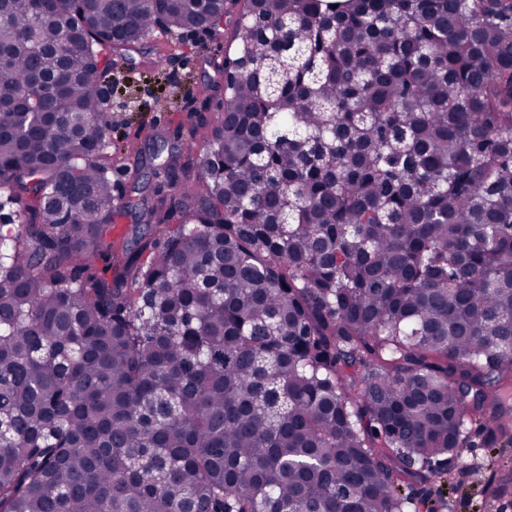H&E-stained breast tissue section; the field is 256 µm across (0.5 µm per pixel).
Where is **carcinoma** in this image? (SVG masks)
Instances as JSON below:
<instances>
[{
    "label": "carcinoma",
    "mask_w": 512,
    "mask_h": 512,
    "mask_svg": "<svg viewBox=\"0 0 512 512\" xmlns=\"http://www.w3.org/2000/svg\"><path fill=\"white\" fill-rule=\"evenodd\" d=\"M230 1L178 206L116 201L107 73ZM0 200V512H406L512 444V0H0ZM458 454L462 456L465 461L471 463L484 464L488 463L490 456L496 460H508L512 461V445L507 444H495L490 442L485 444V441L475 448H459Z\"/></svg>",
    "instance_id": "1"
}]
</instances>
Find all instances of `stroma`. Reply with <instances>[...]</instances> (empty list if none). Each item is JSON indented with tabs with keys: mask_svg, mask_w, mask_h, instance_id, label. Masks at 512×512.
I'll use <instances>...</instances> for the list:
<instances>
[{
	"mask_svg": "<svg viewBox=\"0 0 512 512\" xmlns=\"http://www.w3.org/2000/svg\"><path fill=\"white\" fill-rule=\"evenodd\" d=\"M226 27L176 32L174 50L158 54L148 38L112 71L107 109L112 116V184L122 201L170 193L169 180L156 173L144 142L149 131L183 137L190 125L214 121L217 99L208 86L224 62ZM408 512H512L507 501L486 497L483 484L468 472L432 474L415 486Z\"/></svg>",
	"mask_w": 512,
	"mask_h": 512,
	"instance_id": "stroma-1",
	"label": "stroma"
}]
</instances>
